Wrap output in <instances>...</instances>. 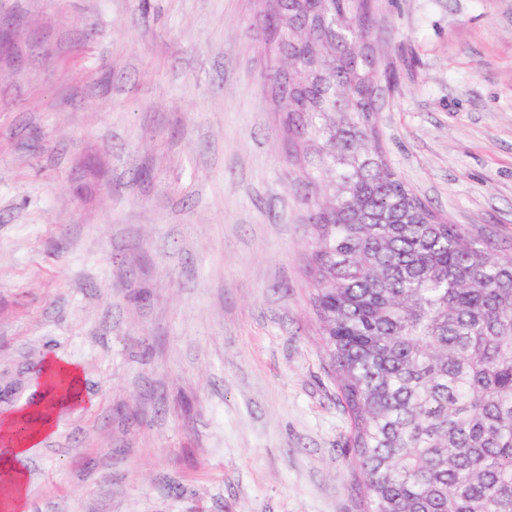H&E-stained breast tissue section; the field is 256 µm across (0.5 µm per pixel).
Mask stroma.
Returning a JSON list of instances; mask_svg holds the SVG:
<instances>
[{
	"mask_svg": "<svg viewBox=\"0 0 512 512\" xmlns=\"http://www.w3.org/2000/svg\"><path fill=\"white\" fill-rule=\"evenodd\" d=\"M385 156L512 252V0H369ZM0 416L89 406L24 512H365L261 0H0Z\"/></svg>",
	"mask_w": 512,
	"mask_h": 512,
	"instance_id": "stroma-1",
	"label": "stroma"
}]
</instances>
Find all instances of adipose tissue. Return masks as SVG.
<instances>
[{
    "instance_id": "1",
    "label": "adipose tissue",
    "mask_w": 512,
    "mask_h": 512,
    "mask_svg": "<svg viewBox=\"0 0 512 512\" xmlns=\"http://www.w3.org/2000/svg\"><path fill=\"white\" fill-rule=\"evenodd\" d=\"M44 378H63L64 390L46 389L35 404L12 414L0 416V443L5 446V455L0 458V472L10 479L9 492L14 508H22L25 497L24 463L32 457L53 435L55 420L63 411L87 404L83 376L78 367L59 357L46 358L42 368ZM32 425L30 433L16 440L12 431L19 422Z\"/></svg>"
}]
</instances>
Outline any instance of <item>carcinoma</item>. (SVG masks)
Wrapping results in <instances>:
<instances>
[{
    "label": "carcinoma",
    "instance_id": "obj_1",
    "mask_svg": "<svg viewBox=\"0 0 512 512\" xmlns=\"http://www.w3.org/2000/svg\"><path fill=\"white\" fill-rule=\"evenodd\" d=\"M268 81L315 208L312 305L366 512H512V254L442 220L384 157L366 0H265Z\"/></svg>",
    "mask_w": 512,
    "mask_h": 512
}]
</instances>
